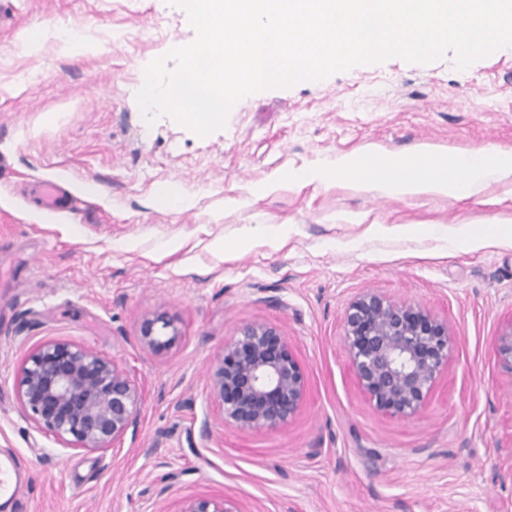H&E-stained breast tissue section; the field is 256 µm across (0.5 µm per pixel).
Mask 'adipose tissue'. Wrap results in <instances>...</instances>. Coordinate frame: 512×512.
Segmentation results:
<instances>
[{
  "mask_svg": "<svg viewBox=\"0 0 512 512\" xmlns=\"http://www.w3.org/2000/svg\"><path fill=\"white\" fill-rule=\"evenodd\" d=\"M512 176V150L476 151L445 156L423 150L413 156L386 158L365 165L358 159L342 158L333 170H307L297 181L311 183L346 178L378 187L392 196L435 193L461 198L491 179Z\"/></svg>",
  "mask_w": 512,
  "mask_h": 512,
  "instance_id": "ef3b65f1",
  "label": "adipose tissue"
}]
</instances>
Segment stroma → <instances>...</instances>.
Segmentation results:
<instances>
[{"mask_svg": "<svg viewBox=\"0 0 512 512\" xmlns=\"http://www.w3.org/2000/svg\"><path fill=\"white\" fill-rule=\"evenodd\" d=\"M194 37L167 0H0V460L28 480L0 512H178L197 497L238 512H512V375L497 355L512 240L444 233L512 222V177L460 199L288 179L344 156L512 150V49L264 90L202 137L147 123L136 102L147 65ZM53 176L75 201L48 213L35 184ZM166 184L182 206L157 205ZM366 291L448 321V370L414 418L378 411L352 376L343 311ZM159 314L178 336L154 352L139 326ZM248 324L288 336L307 378L276 429L224 423L211 395L212 359ZM49 339L140 385L137 426L109 451L60 448L22 413L21 365Z\"/></svg>", "mask_w": 512, "mask_h": 512, "instance_id": "obj_1", "label": "stroma"}]
</instances>
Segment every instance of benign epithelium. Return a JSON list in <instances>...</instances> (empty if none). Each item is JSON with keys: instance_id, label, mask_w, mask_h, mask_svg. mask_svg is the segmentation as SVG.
Listing matches in <instances>:
<instances>
[{"instance_id": "7a95c632", "label": "benign epithelium", "mask_w": 512, "mask_h": 512, "mask_svg": "<svg viewBox=\"0 0 512 512\" xmlns=\"http://www.w3.org/2000/svg\"><path fill=\"white\" fill-rule=\"evenodd\" d=\"M343 330L354 379L368 401L385 414L415 417L448 370V321L418 304L367 291L346 306ZM177 336L163 315L140 326V343L151 351L165 348ZM498 354L512 373V323L499 338ZM208 378L223 422L241 429L289 423L307 395L306 376L291 342L266 324L246 325L225 342ZM17 399L27 419L59 447L104 452L136 426L142 391L110 358L50 339L28 353ZM178 512L238 510L224 497H199L183 501Z\"/></svg>"}]
</instances>
